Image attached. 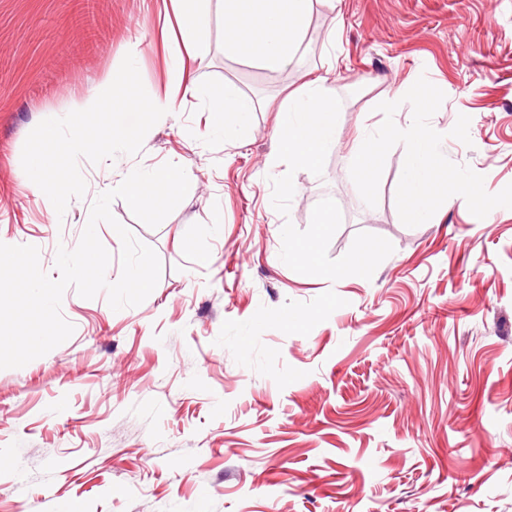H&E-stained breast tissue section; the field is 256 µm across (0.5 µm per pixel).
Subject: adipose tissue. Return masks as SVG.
I'll return each instance as SVG.
<instances>
[{
    "instance_id": "1",
    "label": "adipose tissue",
    "mask_w": 512,
    "mask_h": 512,
    "mask_svg": "<svg viewBox=\"0 0 512 512\" xmlns=\"http://www.w3.org/2000/svg\"><path fill=\"white\" fill-rule=\"evenodd\" d=\"M182 25L184 51H194L210 27L209 0H172ZM312 0H224V49L241 57L285 66L292 60L309 20ZM183 51H172L167 64L171 85L202 100L219 113L218 136L230 139L241 132V118L253 111L251 98L225 90L215 97L209 88L186 76Z\"/></svg>"
}]
</instances>
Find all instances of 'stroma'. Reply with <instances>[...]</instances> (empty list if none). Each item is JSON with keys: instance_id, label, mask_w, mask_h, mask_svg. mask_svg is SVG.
<instances>
[{"instance_id": "1", "label": "stroma", "mask_w": 512, "mask_h": 512, "mask_svg": "<svg viewBox=\"0 0 512 512\" xmlns=\"http://www.w3.org/2000/svg\"><path fill=\"white\" fill-rule=\"evenodd\" d=\"M191 77L257 98L226 141L215 113L168 84L180 39L169 0H0V241L38 247L58 277L100 192L173 162L190 188L155 228L124 200L114 217L151 246L159 282L113 311L106 292L64 293L72 336L0 370V512H512V209L439 208L405 226L387 155L367 206L347 156L378 103L419 76L446 95L431 117L455 164L489 193L512 183V0H314L293 65L224 51V4ZM151 95L174 112L142 150L78 162L83 198L57 215L21 154L48 111L83 100L129 45ZM341 100L322 176L295 173L288 215L272 206L276 109L305 73ZM470 118V144L451 137ZM333 199L342 223L393 253L372 278L303 275L280 259L285 222L306 229Z\"/></svg>"}]
</instances>
